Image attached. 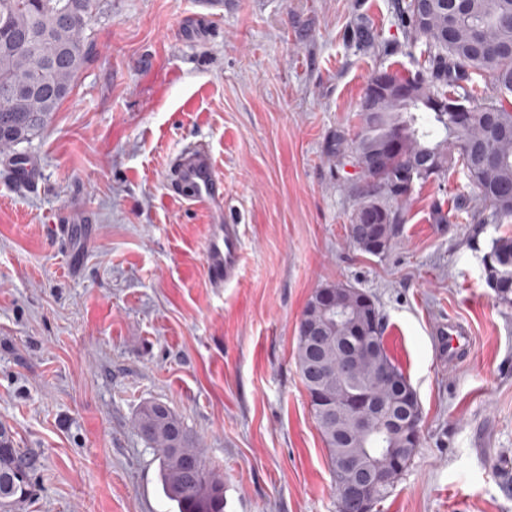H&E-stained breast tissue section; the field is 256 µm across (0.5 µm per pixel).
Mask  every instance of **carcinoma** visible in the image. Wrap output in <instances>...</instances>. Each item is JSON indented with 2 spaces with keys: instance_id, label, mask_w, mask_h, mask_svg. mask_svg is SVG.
I'll return each instance as SVG.
<instances>
[{
  "instance_id": "obj_1",
  "label": "carcinoma",
  "mask_w": 512,
  "mask_h": 512,
  "mask_svg": "<svg viewBox=\"0 0 512 512\" xmlns=\"http://www.w3.org/2000/svg\"><path fill=\"white\" fill-rule=\"evenodd\" d=\"M96 0H0V151L38 134L70 92L89 61L92 43L84 35L86 13ZM408 44L421 45L423 65L413 73L390 71L394 82L412 84L420 96L407 102L385 101L380 112H359L355 130L339 133L332 144L341 166L358 170L360 182L349 192L356 204L351 223L375 210L373 241L389 249L401 232L405 204L416 185L441 179L453 169L468 178L474 224H502L512 219V105L503 100L477 101L474 89L457 93L478 74L512 93V0H405L400 7ZM479 26L485 48L477 50L470 29ZM485 279L499 303L512 307V236L491 239L482 258ZM357 294L342 291L332 299L353 314L377 347L376 361L362 363L353 385L366 396L397 408L420 412L404 401L411 385L389 355L379 310L364 319ZM308 301L302 317L326 323L330 339L323 358L338 369L336 337L350 330L336 322V309L323 311ZM387 366L390 380L380 381L376 364ZM329 452L330 467L342 448L366 449L376 459L388 448H402L391 427L372 437L354 432L336 441V426L312 408ZM136 426L152 445L164 496L178 512H224V480L210 467L203 450L179 417L162 404L143 408ZM31 460L0 430V508L13 507L28 495Z\"/></svg>"
}]
</instances>
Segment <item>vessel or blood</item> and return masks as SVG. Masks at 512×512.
Segmentation results:
<instances>
[{
  "instance_id": "1",
  "label": "vessel or blood",
  "mask_w": 512,
  "mask_h": 512,
  "mask_svg": "<svg viewBox=\"0 0 512 512\" xmlns=\"http://www.w3.org/2000/svg\"><path fill=\"white\" fill-rule=\"evenodd\" d=\"M169 188L174 194H187L193 205L208 210L213 220L205 254L208 275L218 287L232 280L239 269L242 240L237 225L221 220L224 182L208 149L199 146L176 157L170 165ZM435 335L444 364L456 366L470 355L473 336L462 321L452 318L439 323Z\"/></svg>"
}]
</instances>
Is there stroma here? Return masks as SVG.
<instances>
[{"label": "stroma", "instance_id": "obj_1", "mask_svg": "<svg viewBox=\"0 0 512 512\" xmlns=\"http://www.w3.org/2000/svg\"><path fill=\"white\" fill-rule=\"evenodd\" d=\"M394 0H100L93 54L44 129L0 152V428L31 459L19 512H176L136 428L167 406L224 479V512H338L295 362L313 293L370 294L421 407V439L378 512H512V308L482 258L510 224H474L463 174L416 186L384 254L349 239L337 170L369 77L417 68ZM368 28L375 44L358 41ZM207 145L238 225L217 288L210 220L168 189ZM30 161L35 188L13 178ZM87 219L72 260L54 225ZM474 347L448 368L435 327Z\"/></svg>", "mask_w": 512, "mask_h": 512}]
</instances>
